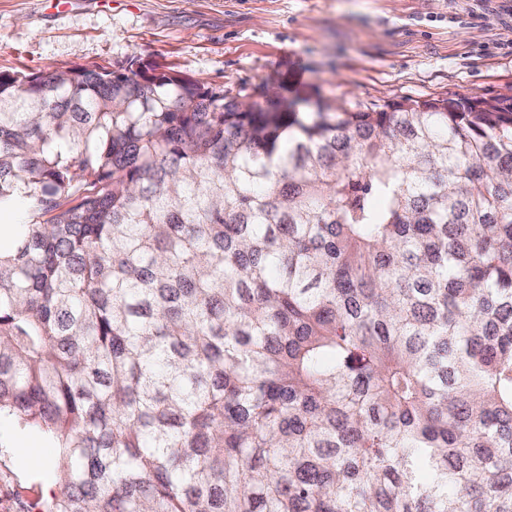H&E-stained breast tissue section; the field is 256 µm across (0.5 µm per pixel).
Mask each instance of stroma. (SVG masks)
Wrapping results in <instances>:
<instances>
[{"label":"stroma","instance_id":"35a3bbf8","mask_svg":"<svg viewBox=\"0 0 512 512\" xmlns=\"http://www.w3.org/2000/svg\"><path fill=\"white\" fill-rule=\"evenodd\" d=\"M472 0H0V72L99 67L131 57L227 98L266 104L319 90L380 109L405 97L512 96V33L470 18ZM0 416V512L47 498Z\"/></svg>","mask_w":512,"mask_h":512}]
</instances>
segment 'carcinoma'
<instances>
[{
    "label": "carcinoma",
    "instance_id": "obj_1",
    "mask_svg": "<svg viewBox=\"0 0 512 512\" xmlns=\"http://www.w3.org/2000/svg\"><path fill=\"white\" fill-rule=\"evenodd\" d=\"M302 102L0 73L37 512H512V98Z\"/></svg>",
    "mask_w": 512,
    "mask_h": 512
}]
</instances>
